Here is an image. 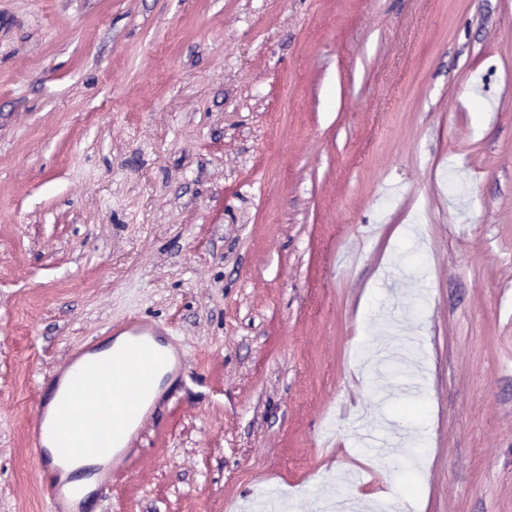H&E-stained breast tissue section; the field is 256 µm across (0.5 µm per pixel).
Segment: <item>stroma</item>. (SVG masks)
I'll list each match as a JSON object with an SVG mask.
<instances>
[{
    "label": "stroma",
    "mask_w": 512,
    "mask_h": 512,
    "mask_svg": "<svg viewBox=\"0 0 512 512\" xmlns=\"http://www.w3.org/2000/svg\"><path fill=\"white\" fill-rule=\"evenodd\" d=\"M138 315L188 375L93 512H512V0H0V512Z\"/></svg>",
    "instance_id": "35a3bbf8"
}]
</instances>
